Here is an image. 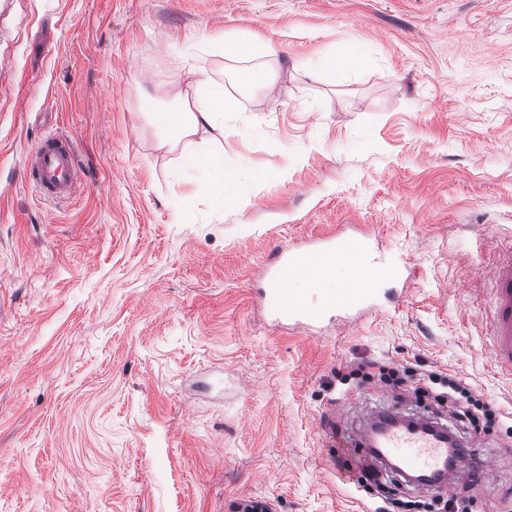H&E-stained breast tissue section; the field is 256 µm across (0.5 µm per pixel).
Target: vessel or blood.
<instances>
[{
  "label": "vessel or blood",
  "instance_id": "obj_1",
  "mask_svg": "<svg viewBox=\"0 0 512 512\" xmlns=\"http://www.w3.org/2000/svg\"><path fill=\"white\" fill-rule=\"evenodd\" d=\"M26 177L44 199H68L83 177L73 141L59 133L45 135L27 157ZM370 260L364 242L352 237H331L314 247L278 252L267 264L261 307L275 320L309 326L321 324L335 313L355 310L370 296L371 290L367 286L329 293L325 308L312 309L291 283L295 277L305 276L315 284L336 263L362 265ZM491 295L493 309L489 336L493 359L500 370L512 374V254L502 259ZM370 442L382 456H397L403 471L437 478L438 489L453 491L454 486L448 478V441L441 435L420 428L388 425L374 438L366 432L360 434L359 445Z\"/></svg>",
  "mask_w": 512,
  "mask_h": 512
}]
</instances>
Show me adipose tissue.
I'll return each instance as SVG.
<instances>
[{
    "label": "adipose tissue",
    "instance_id": "ef3b65f1",
    "mask_svg": "<svg viewBox=\"0 0 512 512\" xmlns=\"http://www.w3.org/2000/svg\"><path fill=\"white\" fill-rule=\"evenodd\" d=\"M198 94L191 104H178L153 112L151 119L162 135L178 142L201 127L216 132L224 130V85L201 77L197 82ZM185 168L196 176L210 179L211 189L219 202L233 201L241 189L238 176L226 175L222 154L201 150L186 157Z\"/></svg>",
    "mask_w": 512,
    "mask_h": 512
}]
</instances>
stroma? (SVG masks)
<instances>
[{
    "mask_svg": "<svg viewBox=\"0 0 512 512\" xmlns=\"http://www.w3.org/2000/svg\"><path fill=\"white\" fill-rule=\"evenodd\" d=\"M232 43L275 49L272 88H247ZM362 42L336 77L330 48ZM227 90L218 205L149 112ZM70 137L84 171L70 200L39 198L26 157ZM369 235L376 307L320 327L257 306L279 247ZM512 251V0H0V512H378L434 487L384 472L342 482L330 434L369 414L438 423L447 408L359 364L471 384L499 416L457 493L512 512V376L493 363L488 288ZM363 50L364 46L362 43L357 41L351 42L345 49L344 58L341 59V56L336 53V48H331L318 57L315 61V69L336 76L348 61L360 58Z\"/></svg>",
    "mask_w": 512,
    "mask_h": 512,
    "instance_id": "stroma-1",
    "label": "stroma"
}]
</instances>
